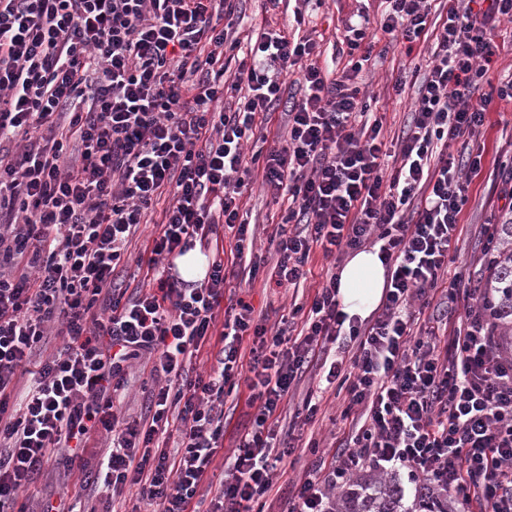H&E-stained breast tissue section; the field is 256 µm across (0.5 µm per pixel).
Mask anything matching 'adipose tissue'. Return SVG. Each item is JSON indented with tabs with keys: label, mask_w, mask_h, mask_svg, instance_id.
<instances>
[{
	"label": "adipose tissue",
	"mask_w": 512,
	"mask_h": 512,
	"mask_svg": "<svg viewBox=\"0 0 512 512\" xmlns=\"http://www.w3.org/2000/svg\"><path fill=\"white\" fill-rule=\"evenodd\" d=\"M386 281V268L378 250L354 253L338 275V297L343 311L361 318L370 315L379 305Z\"/></svg>",
	"instance_id": "adipose-tissue-1"
}]
</instances>
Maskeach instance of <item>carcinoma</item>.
<instances>
[{"label": "carcinoma", "mask_w": 512, "mask_h": 512, "mask_svg": "<svg viewBox=\"0 0 512 512\" xmlns=\"http://www.w3.org/2000/svg\"><path fill=\"white\" fill-rule=\"evenodd\" d=\"M492 268L483 282L485 301L501 329L499 348L512 351V215L503 214L493 225ZM336 512H453L448 491L432 483L417 486L406 496L395 473L360 472L336 498Z\"/></svg>", "instance_id": "cac0c4a2"}]
</instances>
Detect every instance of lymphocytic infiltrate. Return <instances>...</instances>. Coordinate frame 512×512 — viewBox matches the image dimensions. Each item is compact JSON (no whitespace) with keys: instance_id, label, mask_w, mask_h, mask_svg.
<instances>
[{"instance_id":"f902f5d3","label":"lymphocytic infiltrate","mask_w":512,"mask_h":512,"mask_svg":"<svg viewBox=\"0 0 512 512\" xmlns=\"http://www.w3.org/2000/svg\"><path fill=\"white\" fill-rule=\"evenodd\" d=\"M234 0H0V512H30L19 495L65 462L97 494H59L38 512H100L135 490L127 512H199L197 495L224 446V400L244 386L253 410L208 512H264L291 448L278 440L288 397L313 367L325 383L294 413L314 423L326 388L344 393L340 452L322 453L284 512H334L357 471L406 472L480 512H512V359L498 350L481 290L450 273L463 233L469 174L495 104L512 103V72L491 81L512 0H385L378 25H344L350 71L330 78L317 43L268 29L244 42L223 21ZM406 54L428 47L407 131L387 146L356 77L371 59L370 27ZM298 70L304 95L283 145L245 156L243 143ZM22 138L20 151L11 148ZM470 142L464 156L450 142ZM288 206L269 237V279L300 286L314 250L340 262L378 245L386 287L378 315L347 318L330 270L300 330L267 328L224 297L219 228L243 259L254 231L241 214L245 177ZM161 218L133 290L115 287L147 210ZM213 251L186 288L161 261L193 244ZM442 293L464 315L426 317ZM64 345L42 347L52 333ZM215 348L219 368L188 361ZM145 362L146 414L125 423L120 395ZM112 443L88 454L103 433Z\"/></svg>"}]
</instances>
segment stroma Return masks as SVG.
<instances>
[{
	"mask_svg": "<svg viewBox=\"0 0 512 512\" xmlns=\"http://www.w3.org/2000/svg\"><path fill=\"white\" fill-rule=\"evenodd\" d=\"M381 0H282L277 13L265 10V0H238V12L235 27L245 34H257L264 28H291L295 11H303L306 24L302 34L312 35L318 42L321 61L334 72H342L348 57L341 53L343 38V20L356 11L365 8L371 20L381 15ZM410 60L406 57L401 44L380 37L371 61L365 65L359 75L368 95L376 101L378 115L383 118L386 136L400 134L403 130L416 100V89L405 86L395 90L394 85ZM298 73L287 74L285 78L284 103L273 112L266 124L265 140H248L246 153L269 151L278 144V139L286 132L288 105L302 95L298 82ZM481 140L485 144L483 168L472 176L469 188V201L463 210L464 231L459 242L457 268L471 266L480 257L484 246V226L491 223L500 212L497 194L491 186L489 174L495 161L512 160V104H500L496 110L487 113ZM261 172H254L246 181L242 196V209L250 223L255 224V255L266 257L271 253L268 235L274 223L280 219L281 204L275 203L262 188ZM329 260L322 252H314L310 267L312 273L305 288L294 290L286 287H266L264 279L269 272L268 266H260L257 275H249L242 266H227L224 287V305L236 300L248 302L255 315L261 316L267 324L276 325L283 320H291L295 304L310 303L311 298L322 283V275L329 267ZM247 389L228 396L224 404V457L232 456L239 433L250 425L252 414L247 404ZM341 399H328L323 404L317 421L311 425H296L288 432H280V439L294 446V453L279 465L273 480V488L267 498V512H282L293 485L303 477L313 460L307 449L309 440H317L321 446L332 445L335 438L342 435L340 421Z\"/></svg>",
	"mask_w": 512,
	"mask_h": 512,
	"instance_id": "stroma-1",
	"label": "stroma"
}]
</instances>
